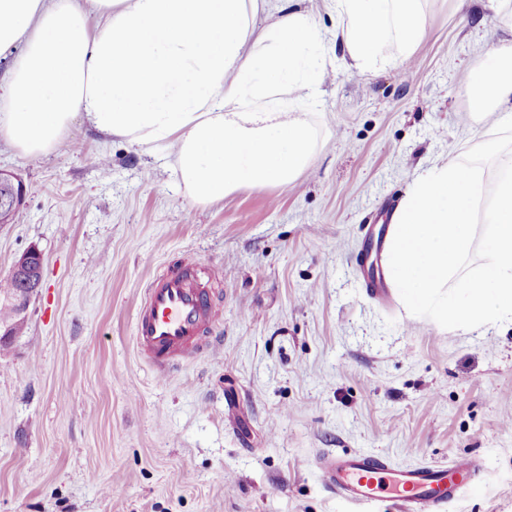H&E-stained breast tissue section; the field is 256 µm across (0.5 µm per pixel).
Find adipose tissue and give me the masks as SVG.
<instances>
[{
  "instance_id": "adipose-tissue-1",
  "label": "adipose tissue",
  "mask_w": 512,
  "mask_h": 512,
  "mask_svg": "<svg viewBox=\"0 0 512 512\" xmlns=\"http://www.w3.org/2000/svg\"><path fill=\"white\" fill-rule=\"evenodd\" d=\"M340 66L404 65L427 0H332ZM325 35L296 0H0V140L40 156L74 120L167 159L197 202L291 185L316 148L309 120ZM470 115L512 102V42L464 76Z\"/></svg>"
}]
</instances>
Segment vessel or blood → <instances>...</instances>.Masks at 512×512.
<instances>
[{
  "label": "vessel or blood",
  "mask_w": 512,
  "mask_h": 512,
  "mask_svg": "<svg viewBox=\"0 0 512 512\" xmlns=\"http://www.w3.org/2000/svg\"><path fill=\"white\" fill-rule=\"evenodd\" d=\"M223 314L201 263L190 254L162 265L148 282L136 319L138 352L159 376L215 346ZM474 457L395 467L369 452L332 454L319 465L322 482L359 507L395 501L400 512H444L482 478Z\"/></svg>",
  "instance_id": "obj_1"
}]
</instances>
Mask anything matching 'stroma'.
<instances>
[{"label":"stroma","instance_id":"stroma-1","mask_svg":"<svg viewBox=\"0 0 512 512\" xmlns=\"http://www.w3.org/2000/svg\"><path fill=\"white\" fill-rule=\"evenodd\" d=\"M332 72L310 114L318 148L288 187L191 199L165 160L75 121L60 150L0 171L26 195L0 224V279L44 256L22 334L0 347V512H360L316 457L483 462L446 512H512V323L411 320L367 293L363 227L422 168L487 141L461 84L512 41L487 0H429L409 77L337 68L330 0H303ZM194 253L223 346L159 377L134 324L148 280Z\"/></svg>","mask_w":512,"mask_h":512}]
</instances>
